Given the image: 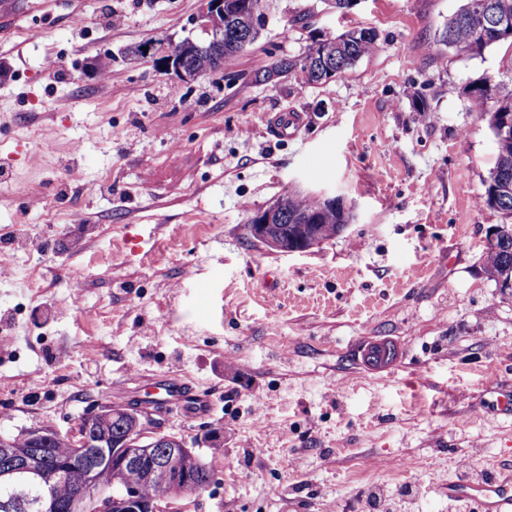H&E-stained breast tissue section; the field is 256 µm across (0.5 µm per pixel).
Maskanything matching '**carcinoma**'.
Instances as JSON below:
<instances>
[{
  "label": "carcinoma",
  "instance_id": "1",
  "mask_svg": "<svg viewBox=\"0 0 512 512\" xmlns=\"http://www.w3.org/2000/svg\"><path fill=\"white\" fill-rule=\"evenodd\" d=\"M271 0H224V29L206 35L197 43L215 41L223 50L224 57H232L243 52V39L254 43L259 32L256 29L261 20L268 16ZM508 6L512 20V0H467V3L448 21L444 40L448 47L459 55L479 56L486 48L501 41L512 40V33L498 25L496 15ZM377 35L370 29L351 30L336 37L324 34L313 41L305 53L288 60V73L305 83L319 84L330 78L329 70L338 73L351 67L358 59L372 53L376 48ZM211 46L191 50L190 63L197 70L207 72L213 66ZM465 94L471 110L490 116L489 124L497 145V161L489 179L485 183L484 202L512 218V194L497 192V180L512 179V126L502 130L500 121L492 119L494 113L507 112L512 115V91L504 94L500 84L487 79L479 84L466 87ZM288 213L314 214L321 240L336 236L339 225L348 217L339 208L321 205L314 198L303 193L288 194ZM483 262L491 275L512 276V222L503 225V234L494 244H487ZM97 429L102 451L112 455L113 443L121 437V419L102 415L91 421ZM74 455L71 444L60 441L51 448L48 460L43 463L44 475L49 477L55 466L70 460ZM130 479L139 487L140 497L152 502L160 498L164 491L158 486L132 475ZM56 502L70 507L69 512H94L91 498L83 493L82 475L75 472L68 479H56L52 484Z\"/></svg>",
  "mask_w": 512,
  "mask_h": 512
}]
</instances>
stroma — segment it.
<instances>
[{"mask_svg":"<svg viewBox=\"0 0 512 512\" xmlns=\"http://www.w3.org/2000/svg\"><path fill=\"white\" fill-rule=\"evenodd\" d=\"M8 2L0 433L73 431L118 387L212 464L211 486L174 512H375L376 495L389 512H470L441 484L512 469V410L499 406L512 395V294L483 266L507 218L482 198L497 146L464 90L486 78L512 90V43L448 49L465 0L335 14L273 0L220 82L186 85L124 52L182 40L205 0ZM354 28L375 29L378 48L329 81L255 80ZM284 109L304 124L277 140L265 117ZM292 190L336 193L355 219L306 252L274 251L247 224ZM376 344L393 360L369 361ZM170 374L209 409L159 395L152 379Z\"/></svg>","mask_w":512,"mask_h":512,"instance_id":"stroma-1","label":"stroma"}]
</instances>
